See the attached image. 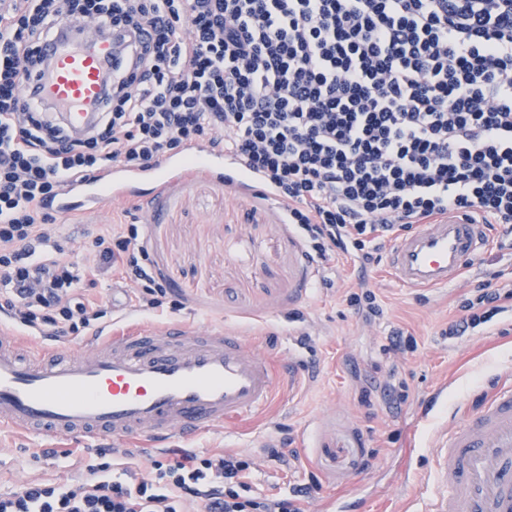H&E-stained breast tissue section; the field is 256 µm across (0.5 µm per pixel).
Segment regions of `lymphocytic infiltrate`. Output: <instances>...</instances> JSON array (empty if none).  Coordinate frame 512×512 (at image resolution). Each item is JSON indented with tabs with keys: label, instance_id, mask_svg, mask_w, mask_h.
Listing matches in <instances>:
<instances>
[{
	"label": "lymphocytic infiltrate",
	"instance_id": "obj_1",
	"mask_svg": "<svg viewBox=\"0 0 512 512\" xmlns=\"http://www.w3.org/2000/svg\"><path fill=\"white\" fill-rule=\"evenodd\" d=\"M120 37L103 108L73 132L38 97L57 34ZM224 151L281 207L322 269L361 271L346 297L384 307L366 271L387 242L455 213L512 248V0H0V308L60 339L99 326L89 295L116 274L162 307L139 227L103 230L64 260L49 202L69 182L142 169L190 146ZM512 309V272L489 273L439 334L460 339ZM60 483L1 496L0 512H305L304 483L256 492L250 455L152 463L128 448Z\"/></svg>",
	"mask_w": 512,
	"mask_h": 512
}]
</instances>
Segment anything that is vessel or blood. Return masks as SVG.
Segmentation results:
<instances>
[{
    "label": "vessel or blood",
    "mask_w": 512,
    "mask_h": 512,
    "mask_svg": "<svg viewBox=\"0 0 512 512\" xmlns=\"http://www.w3.org/2000/svg\"><path fill=\"white\" fill-rule=\"evenodd\" d=\"M117 42L81 37L47 48L43 96L85 129L104 94V65ZM238 174L223 152L196 146L143 170L112 168L99 180L66 187L53 207L91 211L134 194L147 180L154 194L167 182ZM483 227L451 213L396 240L389 268L403 286L430 289L460 277L484 251ZM20 329L0 319V427L59 439L153 444L190 441L227 421L263 411L277 389L271 362L241 332L175 320L128 326L92 340L83 354L46 348L39 358L18 344ZM441 399L420 416L435 425L433 480L421 512H512V386L497 390L472 417L442 424Z\"/></svg>",
    "instance_id": "vessel-or-blood-1"
}]
</instances>
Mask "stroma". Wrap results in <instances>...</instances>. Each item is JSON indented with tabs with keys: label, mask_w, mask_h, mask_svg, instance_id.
<instances>
[{
	"label": "stroma",
	"mask_w": 512,
	"mask_h": 512,
	"mask_svg": "<svg viewBox=\"0 0 512 512\" xmlns=\"http://www.w3.org/2000/svg\"><path fill=\"white\" fill-rule=\"evenodd\" d=\"M279 214L277 203L243 186L200 177L169 184L159 213L136 199L116 198L74 220H58L55 236L64 257L73 258L113 223L142 225L149 255L169 288L163 307L142 311L145 324H227L276 366L287 367L262 413L213 429L189 442V449L207 454L234 448L252 455L258 491L285 490L317 477L320 488L308 512H322L324 501H343L359 488L367 496L366 512H419L431 481L432 432L416 425L422 408L441 390L447 410H474L491 383L512 377V311L458 342L438 331L454 319L459 299L482 279L484 267L512 270V250L488 243L462 279L421 291L403 287L379 263L370 276L389 317L366 323L344 300L356 291L357 278L309 268L303 238ZM394 327L416 338V353H383ZM302 332L311 335L313 347L298 361L290 348ZM390 367L407 386V401L393 411L378 398L365 407L357 374L381 379ZM270 437L294 439L301 456L296 469L277 468L263 456L258 445ZM365 445L380 451L369 467L362 464ZM48 446L53 454H45ZM86 455L69 441L49 445L0 429V495L30 482L59 481L84 469Z\"/></svg>",
	"instance_id": "stroma-1"
}]
</instances>
